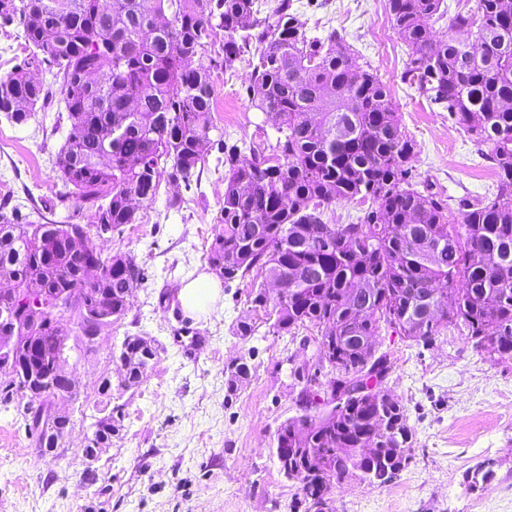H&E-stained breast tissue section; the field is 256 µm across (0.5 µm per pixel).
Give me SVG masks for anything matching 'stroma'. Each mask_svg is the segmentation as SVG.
Masks as SVG:
<instances>
[{
    "label": "stroma",
    "instance_id": "obj_1",
    "mask_svg": "<svg viewBox=\"0 0 512 512\" xmlns=\"http://www.w3.org/2000/svg\"><path fill=\"white\" fill-rule=\"evenodd\" d=\"M309 26L336 28L387 84L407 134L417 143L416 183L452 198L494 192L496 177L467 133L446 110L404 84L407 47L392 28L388 0H300ZM248 60L234 72H215L212 119L231 139L261 135L264 117L248 107L242 87ZM64 109L52 97L23 125L0 112V202L35 213L42 197L60 188L57 152L71 132L58 121ZM208 152L192 188L162 182L144 221L104 241L105 251H131L152 275L134 291L96 351L71 353L67 370L77 393L56 399L73 425L65 455L41 454L0 405V512H296L301 494L279 471L274 456L278 426L301 415L300 385L290 360H302L300 338L259 323L253 336L237 335L254 319L249 280L220 283V298L191 314L179 299L183 283L211 274L207 253L224 193V168ZM182 210L168 211L170 194ZM128 336H150L163 350L142 382L125 387L112 352ZM394 368L387 387L407 410L416 435L414 458L390 484L360 480L334 489L336 512H512V424L500 414L512 406V359L492 364L457 331L423 348L388 333L376 339ZM253 367L249 379L228 390L224 368L239 357ZM124 418L119 437L93 467L76 450L95 420L103 379ZM491 465L495 476L469 491L467 470Z\"/></svg>",
    "mask_w": 512,
    "mask_h": 512
}]
</instances>
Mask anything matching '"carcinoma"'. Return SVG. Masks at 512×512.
Here are the masks:
<instances>
[{
    "mask_svg": "<svg viewBox=\"0 0 512 512\" xmlns=\"http://www.w3.org/2000/svg\"><path fill=\"white\" fill-rule=\"evenodd\" d=\"M388 2L408 48L402 81L454 115L496 173V192L458 200L455 214L431 186L415 188L416 143L389 87L342 33L312 34L292 0H277L265 16L259 0H0V19L18 21L31 48L0 75V112L22 125L48 102L51 89L32 76L45 66L61 81L73 129L57 155L65 191L44 199L45 209L75 198L95 208V224L119 232L139 223L161 180L188 188L206 165V146L222 153L224 196L208 263L226 281L252 278L249 303L273 332L318 331L303 339L315 345L314 372L291 368L304 383V414L276 431L279 471L308 502L354 473L384 486L392 482L386 470L410 464L415 430L398 402L350 395L339 411L309 414L342 375L359 389L379 384L376 364L391 363L386 352L370 363L381 332L427 347L454 328L485 359L512 357V6L477 0L472 13L450 12L444 0ZM432 17L448 33L437 36ZM219 30L224 70L255 48L245 93L275 129L273 144L229 145L213 123L214 64L198 54ZM340 200L363 205L356 221H325ZM81 234L68 221L36 227L19 223L15 207L0 211V274L47 306L64 293L78 313L65 320L30 308L0 324V336L16 337L0 374L25 372L27 390L10 382L18 414L35 447L54 455L66 420L49 431L25 413L50 401V370L30 361L32 349L68 360L71 325L87 328L81 309L120 318L147 281L136 255L87 250L76 245ZM92 268L100 274L88 285ZM119 353L129 356L134 387L160 347L127 337ZM250 374L245 361L227 366V388ZM379 410L384 430L373 422ZM99 424L96 447H112L121 425ZM365 445L374 456L359 452Z\"/></svg>",
    "mask_w": 512,
    "mask_h": 512,
    "instance_id": "carcinoma-1",
    "label": "carcinoma"
}]
</instances>
